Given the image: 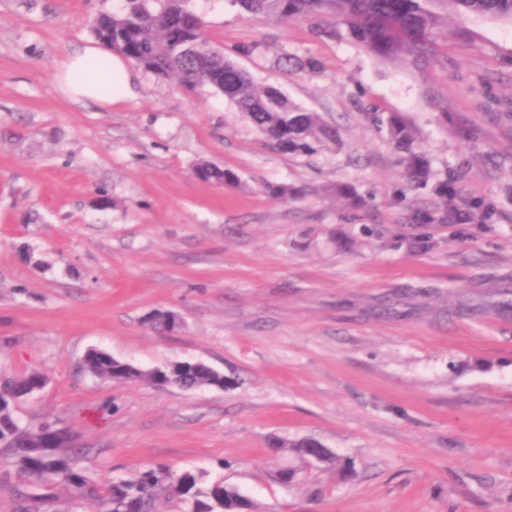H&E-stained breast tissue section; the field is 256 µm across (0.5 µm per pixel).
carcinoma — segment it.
<instances>
[{
    "mask_svg": "<svg viewBox=\"0 0 512 512\" xmlns=\"http://www.w3.org/2000/svg\"><path fill=\"white\" fill-rule=\"evenodd\" d=\"M254 16L282 22L330 18L375 58L390 63L414 62L435 52L436 30L448 13L458 20L487 16L512 20V0H233ZM91 32L108 51L135 61L145 70L176 81L187 90L208 86L224 95L278 150L308 154L318 143L336 141V128L316 112L293 104L273 86H259L253 76L212 44L202 18L188 0H124L121 10L97 17ZM392 144L409 149L415 133L394 115L386 122ZM407 169L415 189L433 186L448 204V183H432L428 160L409 153ZM195 175L202 181L225 184L235 180L227 170L201 162ZM171 312H157L149 330L172 329ZM83 369L113 383L175 385L180 389L224 382L222 373L190 366L143 370L123 367L112 355L91 349ZM46 376L39 371L0 378V451L13 467L21 487L15 491L13 512H57L56 489L64 488L75 503L102 501L105 512H157L161 500L177 502L186 512H255V505L224 480L207 481L205 474L185 470L174 474L163 463L128 477L97 478L82 462L87 449L61 420H45L29 427L18 419L20 402L42 390Z\"/></svg>",
    "mask_w": 512,
    "mask_h": 512,
    "instance_id": "cac0c4a2",
    "label": "carcinoma"
}]
</instances>
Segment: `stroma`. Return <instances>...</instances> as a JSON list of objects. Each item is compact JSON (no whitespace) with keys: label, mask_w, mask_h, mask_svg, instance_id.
<instances>
[{"label":"stroma","mask_w":512,"mask_h":512,"mask_svg":"<svg viewBox=\"0 0 512 512\" xmlns=\"http://www.w3.org/2000/svg\"><path fill=\"white\" fill-rule=\"evenodd\" d=\"M191 5L338 139L276 151L223 95L134 62L128 98L73 100L57 66L120 0H0V374L48 379L22 422L60 418L98 476L163 462L259 512H512V21L449 19L414 67L321 18ZM377 112L406 118L454 206L409 187ZM203 160L237 184L198 180ZM157 311L179 327L147 330ZM91 349L144 369L200 360L232 383H111L82 370ZM303 438L334 463L273 449Z\"/></svg>","instance_id":"obj_1"}]
</instances>
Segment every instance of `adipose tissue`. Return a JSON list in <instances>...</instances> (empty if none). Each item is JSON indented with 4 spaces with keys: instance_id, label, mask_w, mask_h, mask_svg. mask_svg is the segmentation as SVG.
<instances>
[{
    "instance_id": "adipose-tissue-1",
    "label": "adipose tissue",
    "mask_w": 512,
    "mask_h": 512,
    "mask_svg": "<svg viewBox=\"0 0 512 512\" xmlns=\"http://www.w3.org/2000/svg\"><path fill=\"white\" fill-rule=\"evenodd\" d=\"M97 47L88 46L68 55L56 72L62 92L74 100H91L110 105L124 99L131 90V74L120 55H109L111 78L94 79L88 72L89 63L99 58Z\"/></svg>"
}]
</instances>
